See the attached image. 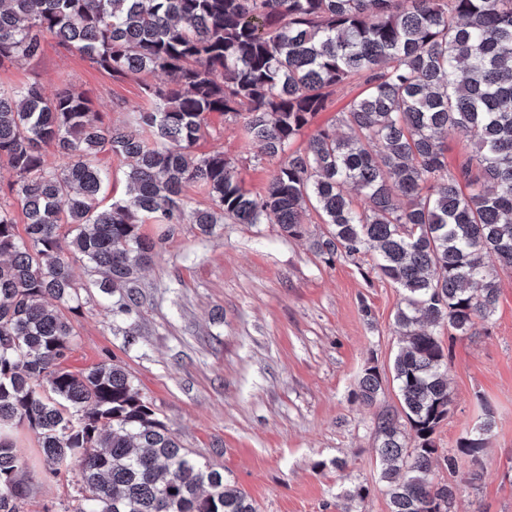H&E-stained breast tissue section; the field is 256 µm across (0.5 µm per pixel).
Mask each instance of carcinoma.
I'll return each instance as SVG.
<instances>
[{"label": "carcinoma", "mask_w": 512, "mask_h": 512, "mask_svg": "<svg viewBox=\"0 0 512 512\" xmlns=\"http://www.w3.org/2000/svg\"><path fill=\"white\" fill-rule=\"evenodd\" d=\"M49 39L114 79L173 83H143L146 138L105 123L63 74L51 97L36 81L0 91V161L26 218L23 238L0 197V512H18L30 489L24 427L45 479L77 476L78 512H257L156 416L125 365L65 366L74 327L59 306L80 312L92 286L117 293L112 322L136 336L140 273L176 225L208 235L226 222L276 224L401 290L400 408L374 421L380 480L390 512H452L456 487L432 474L452 403L439 336L475 335L496 312L499 272L512 270V0H0V65L38 57ZM354 82L365 89L337 126L292 148ZM213 113L277 161L263 192L243 188L224 152L195 153ZM450 137L470 149L456 165ZM112 155L129 161L127 194L104 205ZM191 187L209 204L193 205ZM314 215L326 230H310ZM148 220L167 228L149 237ZM76 262L100 278L78 281ZM382 392L366 368L357 396L372 406ZM477 427L481 440L461 442L473 480L490 408ZM365 499L357 486L337 512Z\"/></svg>", "instance_id": "carcinoma-1"}]
</instances>
